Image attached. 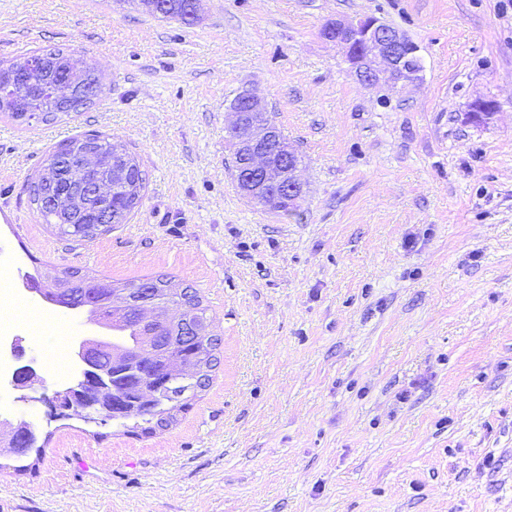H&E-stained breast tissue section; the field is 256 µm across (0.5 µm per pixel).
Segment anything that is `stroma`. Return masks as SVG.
<instances>
[{
  "instance_id": "obj_1",
  "label": "stroma",
  "mask_w": 512,
  "mask_h": 512,
  "mask_svg": "<svg viewBox=\"0 0 512 512\" xmlns=\"http://www.w3.org/2000/svg\"><path fill=\"white\" fill-rule=\"evenodd\" d=\"M185 26L132 0H0V62L84 55L103 94L54 123L0 113L11 275L70 268L198 288L220 363L150 435L14 402L42 452L0 453V512H512V0H202ZM374 16L420 48V81L358 82L320 30ZM264 97L301 158L284 217L233 177L231 100ZM496 101L485 124L466 114ZM98 132L147 175L129 223L58 238L27 185ZM21 364L97 333L21 293Z\"/></svg>"
}]
</instances>
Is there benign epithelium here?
<instances>
[{
    "mask_svg": "<svg viewBox=\"0 0 512 512\" xmlns=\"http://www.w3.org/2000/svg\"><path fill=\"white\" fill-rule=\"evenodd\" d=\"M321 36L342 50L350 73L363 84L382 83L392 91L400 83H413L421 78L423 65L418 45L403 32L374 17L329 21L322 27ZM228 115L225 144L230 153L239 151L243 156L238 178L242 194L265 207L300 206L305 191L299 178V161L279 129L268 120L264 98L244 89L240 101L228 109ZM493 117L483 99L474 101L466 113V118L475 124L486 123ZM110 193L108 184L90 181L73 184L59 196L50 194L45 201L57 205L67 195L90 200ZM134 292L140 323L148 324L153 319V289L136 288ZM104 343L106 340L98 337H85L79 342L77 379L69 389L56 391L51 397L44 393L38 397L32 395L37 387L43 386L32 367L16 368L11 383L21 392L18 400L43 402L53 412L73 409L88 421L106 424L112 420V408L103 397L107 383L98 366V351ZM34 433V426L25 420L14 423L0 418V441H10L18 455L30 450Z\"/></svg>",
    "mask_w": 512,
    "mask_h": 512,
    "instance_id": "benign-epithelium-1",
    "label": "benign epithelium"
}]
</instances>
